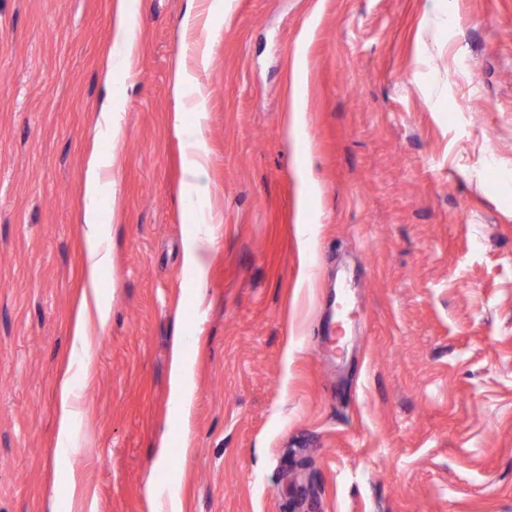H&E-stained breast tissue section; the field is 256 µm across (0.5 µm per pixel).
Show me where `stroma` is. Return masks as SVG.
Segmentation results:
<instances>
[{
    "label": "stroma",
    "mask_w": 512,
    "mask_h": 512,
    "mask_svg": "<svg viewBox=\"0 0 512 512\" xmlns=\"http://www.w3.org/2000/svg\"><path fill=\"white\" fill-rule=\"evenodd\" d=\"M117 5L0 0V512L172 489L182 512H512V0H447L440 26L431 0H224L190 25L188 0H134L128 50ZM202 46L199 195L194 115L179 137L171 116ZM96 156L112 314L75 356ZM191 86L193 88V98L188 101V108L197 112V128L195 139L191 142H186V147L190 151V158L186 173L193 183L197 191L203 189L200 183L204 174V167L199 162V158L205 152V136H204V119L206 118V91L205 86L200 82L198 77L189 75L179 65L177 67L173 85V94L176 103V112H173V128L176 135L182 136V112L181 108H186L184 99L187 96V89ZM192 230L185 240L184 245V266L192 272L195 281L201 286L207 277V266L205 262L204 248L207 242V232L201 225ZM170 402L175 410L186 416L192 403L195 384L193 363L186 350V343L179 336L173 346L172 361L169 372ZM77 395L75 393L72 378L69 372H65L57 383V445L64 447L69 444L76 436L77 432Z\"/></svg>",
    "instance_id": "obj_1"
}]
</instances>
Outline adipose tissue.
I'll return each mask as SVG.
<instances>
[{"label": "adipose tissue", "mask_w": 512, "mask_h": 512, "mask_svg": "<svg viewBox=\"0 0 512 512\" xmlns=\"http://www.w3.org/2000/svg\"><path fill=\"white\" fill-rule=\"evenodd\" d=\"M173 94L177 106L173 114L175 133H182V108L196 111L198 119L206 117V91L198 77L189 75L184 69L175 73ZM109 161L102 158L92 159L84 179V198L86 209L84 217L83 245L85 262L83 266L84 288L80 305L74 316L70 345L73 353L87 354L92 345L91 321L106 322L110 316V306L100 292V280L103 273L112 264L107 225L98 220L96 203L105 192L108 181L106 174L110 169ZM170 402L175 412L187 415L192 403L195 384L193 363L186 350L184 339H176L173 346L169 372ZM77 395L70 375H62L57 383V428L58 446L69 444L77 432Z\"/></svg>", "instance_id": "adipose-tissue-1"}]
</instances>
